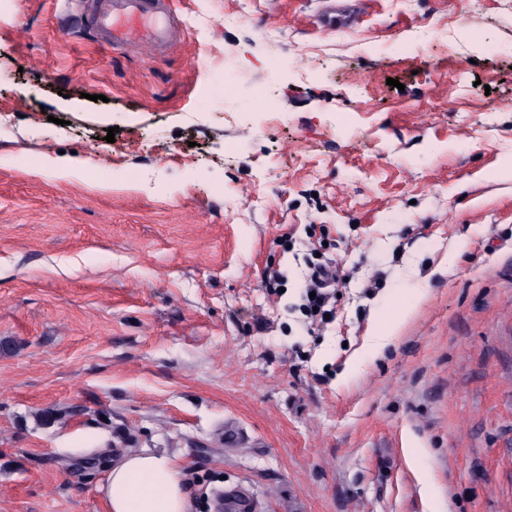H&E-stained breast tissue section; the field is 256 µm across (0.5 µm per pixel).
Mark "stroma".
<instances>
[{
  "label": "stroma",
  "mask_w": 512,
  "mask_h": 512,
  "mask_svg": "<svg viewBox=\"0 0 512 512\" xmlns=\"http://www.w3.org/2000/svg\"><path fill=\"white\" fill-rule=\"evenodd\" d=\"M173 3L154 56L0 0V512L143 450L196 512H512V0ZM328 277H331L334 281L339 280V268L337 266L319 267L312 273L311 282L313 287L310 288L308 297L312 308H317L315 312H320L326 303L327 297L320 290ZM310 292H315L314 298H310Z\"/></svg>",
  "instance_id": "35a3bbf8"
}]
</instances>
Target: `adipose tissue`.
<instances>
[{"instance_id": "1", "label": "adipose tissue", "mask_w": 512, "mask_h": 512, "mask_svg": "<svg viewBox=\"0 0 512 512\" xmlns=\"http://www.w3.org/2000/svg\"><path fill=\"white\" fill-rule=\"evenodd\" d=\"M184 470V463L165 454H126L105 470L106 512H192Z\"/></svg>"}]
</instances>
